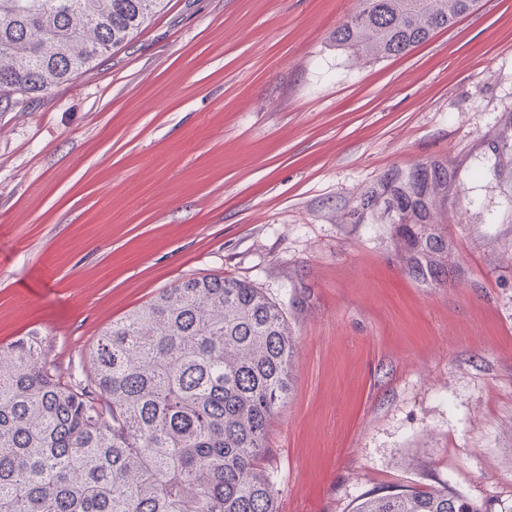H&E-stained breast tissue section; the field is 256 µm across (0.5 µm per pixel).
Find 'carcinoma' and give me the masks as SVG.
I'll use <instances>...</instances> for the list:
<instances>
[{"mask_svg":"<svg viewBox=\"0 0 512 512\" xmlns=\"http://www.w3.org/2000/svg\"><path fill=\"white\" fill-rule=\"evenodd\" d=\"M162 0H0V100L45 95L124 44ZM477 0H358L336 46L364 61L405 55ZM512 154V122L488 144ZM458 171L432 159L388 171L359 215L403 226L408 274L442 285L439 217ZM281 309L248 282L211 275L162 290L102 334L93 378L63 380L31 330L0 354V512H278L261 464L291 390ZM354 512H483L446 487L360 501Z\"/></svg>","mask_w":512,"mask_h":512,"instance_id":"cac0c4a2","label":"carcinoma"}]
</instances>
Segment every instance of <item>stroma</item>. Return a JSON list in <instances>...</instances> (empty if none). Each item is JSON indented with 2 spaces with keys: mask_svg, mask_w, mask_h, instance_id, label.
<instances>
[{
  "mask_svg": "<svg viewBox=\"0 0 512 512\" xmlns=\"http://www.w3.org/2000/svg\"><path fill=\"white\" fill-rule=\"evenodd\" d=\"M356 0H164L126 45L0 110V346L60 375L192 276L251 282L294 342L264 466L279 512L445 486L512 512V0L410 53L338 50ZM458 169L448 282L358 220L394 168Z\"/></svg>",
  "mask_w": 512,
  "mask_h": 512,
  "instance_id": "35a3bbf8",
  "label": "stroma"
}]
</instances>
